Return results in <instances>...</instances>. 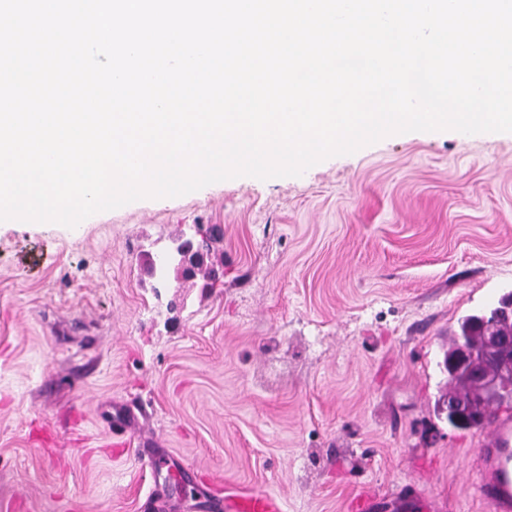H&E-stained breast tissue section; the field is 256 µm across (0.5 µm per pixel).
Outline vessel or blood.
<instances>
[{"label": "vessel or blood", "mask_w": 512, "mask_h": 512, "mask_svg": "<svg viewBox=\"0 0 512 512\" xmlns=\"http://www.w3.org/2000/svg\"><path fill=\"white\" fill-rule=\"evenodd\" d=\"M478 488L491 512H512V424L494 420L481 450ZM225 512H283L282 501L261 493L231 492L224 497Z\"/></svg>", "instance_id": "vessel-or-blood-1"}]
</instances>
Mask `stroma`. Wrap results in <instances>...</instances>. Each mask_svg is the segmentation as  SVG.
<instances>
[{
	"instance_id": "1",
	"label": "stroma",
	"mask_w": 512,
	"mask_h": 512,
	"mask_svg": "<svg viewBox=\"0 0 512 512\" xmlns=\"http://www.w3.org/2000/svg\"><path fill=\"white\" fill-rule=\"evenodd\" d=\"M195 225L212 287L156 289L148 255ZM511 293V135L396 134L73 228L0 221V512H215L228 490L490 512L485 429L434 403L459 318Z\"/></svg>"
}]
</instances>
